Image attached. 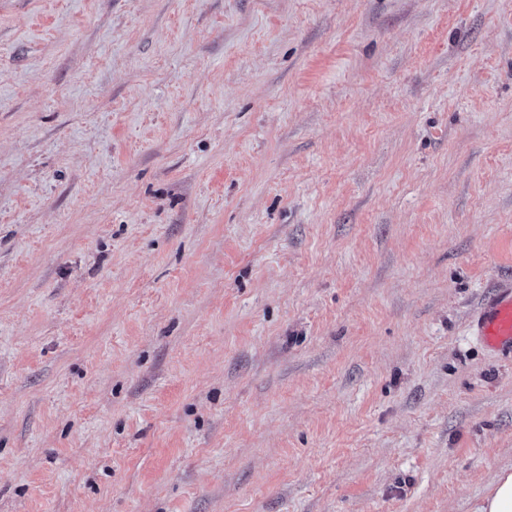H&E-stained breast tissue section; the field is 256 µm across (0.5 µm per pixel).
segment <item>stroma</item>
Listing matches in <instances>:
<instances>
[{
  "label": "stroma",
  "instance_id": "1",
  "mask_svg": "<svg viewBox=\"0 0 512 512\" xmlns=\"http://www.w3.org/2000/svg\"><path fill=\"white\" fill-rule=\"evenodd\" d=\"M511 287L512 0H0V512H475ZM473 328L475 336L486 348L512 354L511 288H499L482 302Z\"/></svg>",
  "mask_w": 512,
  "mask_h": 512
}]
</instances>
